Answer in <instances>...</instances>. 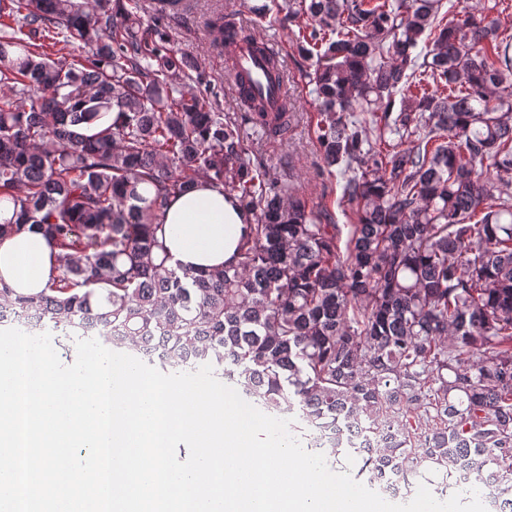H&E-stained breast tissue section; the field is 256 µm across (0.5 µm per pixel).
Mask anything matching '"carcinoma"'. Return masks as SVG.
Instances as JSON below:
<instances>
[{
	"label": "carcinoma",
	"instance_id": "1",
	"mask_svg": "<svg viewBox=\"0 0 512 512\" xmlns=\"http://www.w3.org/2000/svg\"><path fill=\"white\" fill-rule=\"evenodd\" d=\"M160 2L146 24L136 0H0V245L36 227L59 250L42 292L0 287V325L102 326L115 349L210 364L385 493L470 485L512 512V37L444 0L276 4L283 29L304 20L292 44L313 67L323 170L356 216L344 237L251 162L170 46L164 19L188 0ZM209 27L220 50L237 31L221 11ZM61 43L82 52L55 59ZM253 49L280 80L282 57ZM236 82L244 120L285 134L288 106ZM201 178L246 227L232 260L191 272L157 232Z\"/></svg>",
	"mask_w": 512,
	"mask_h": 512
}]
</instances>
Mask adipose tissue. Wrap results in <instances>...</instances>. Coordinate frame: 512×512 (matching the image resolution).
<instances>
[{
    "mask_svg": "<svg viewBox=\"0 0 512 512\" xmlns=\"http://www.w3.org/2000/svg\"><path fill=\"white\" fill-rule=\"evenodd\" d=\"M164 223L173 263L196 269L232 259L244 218L222 189L202 179L171 200ZM57 255L42 231L29 229L0 245V282L20 295L38 293L46 288Z\"/></svg>",
    "mask_w": 512,
    "mask_h": 512,
    "instance_id": "obj_1",
    "label": "adipose tissue"
}]
</instances>
